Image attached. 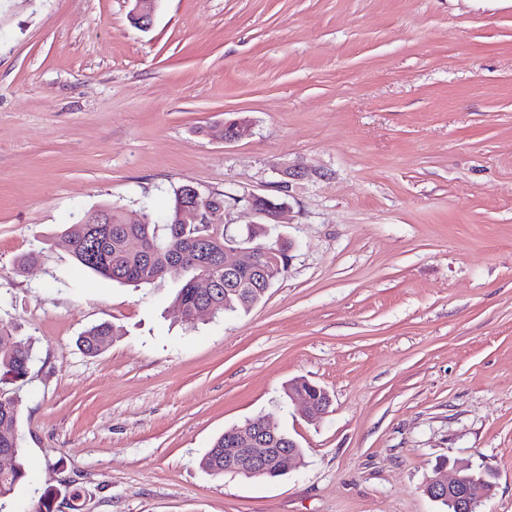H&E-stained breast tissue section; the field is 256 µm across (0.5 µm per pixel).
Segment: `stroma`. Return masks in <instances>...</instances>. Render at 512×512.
Masks as SVG:
<instances>
[{
    "label": "stroma",
    "mask_w": 512,
    "mask_h": 512,
    "mask_svg": "<svg viewBox=\"0 0 512 512\" xmlns=\"http://www.w3.org/2000/svg\"><path fill=\"white\" fill-rule=\"evenodd\" d=\"M0 0V322L33 346L27 480L4 512H444L440 460L512 512V0ZM246 118L231 142L225 121ZM288 272L248 311L185 322L177 284L77 266L102 205L273 195ZM109 323L98 354L78 338ZM303 379L331 403L310 421ZM261 416L302 448L273 480L214 476ZM130 17L141 28L148 29L152 23L157 9L158 0H130ZM295 384L296 383H292L288 387V396L293 399H300L303 402V405L298 409L299 413L303 417L312 419V418H315V417L321 415L322 413H324L326 411V409L328 408V406L330 404V396L324 389L318 387L319 389L322 390V394L324 397L322 407L318 408L314 404V402L303 393V392H306L307 395L313 397V394L311 392V390L313 389L312 387H317V386L306 385L305 383H302L299 386H297V389L300 390L302 393H297L293 388L295 386Z\"/></svg>",
    "instance_id": "stroma-1"
}]
</instances>
